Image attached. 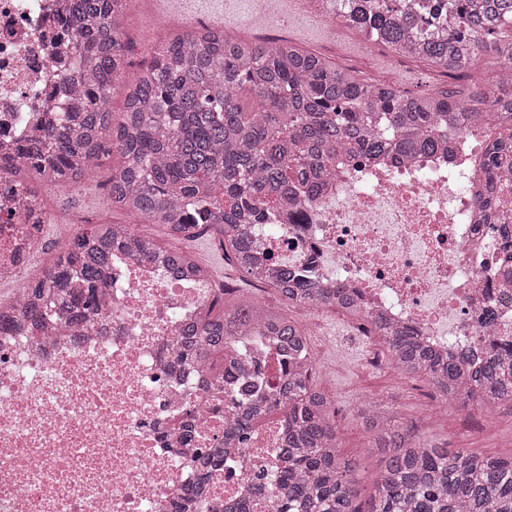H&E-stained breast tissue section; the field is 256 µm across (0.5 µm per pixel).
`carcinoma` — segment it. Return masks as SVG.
Segmentation results:
<instances>
[{"instance_id": "carcinoma-1", "label": "carcinoma", "mask_w": 512, "mask_h": 512, "mask_svg": "<svg viewBox=\"0 0 512 512\" xmlns=\"http://www.w3.org/2000/svg\"><path fill=\"white\" fill-rule=\"evenodd\" d=\"M56 23L78 49L70 72L81 104L63 125L23 137L13 156L0 163L10 188L37 194L15 180L74 184L103 157L118 152L123 164L108 180L112 208L157 224L166 234L192 239L220 232L224 253L251 281L283 291L288 303L340 309L371 326L386 344L396 370L426 377L448 402L480 407L512 405V342L491 344L472 366L429 353L415 338L372 319L334 288H313L271 279L255 262L248 225L264 221L273 195L295 182L312 183L331 174L339 153L414 155L443 149L450 137L480 126L495 128L487 148V211L496 212L512 176V0H328L345 27L394 52L457 72L469 69L493 45L490 63L501 96L450 94L408 96L393 87L366 83L295 45L246 42L227 33L182 31L160 45L126 95L125 111L113 123L107 108L130 42L122 25L126 0H65ZM247 86L256 105L245 109L239 90ZM127 251L161 264L177 262L202 278L205 271L182 251L162 248L128 224H97L72 235L51 266L29 285V301L0 304V329L23 326L43 336L86 320L107 287L112 254ZM256 329L273 343H286L298 358L282 396L269 392L224 421V441L205 449V466L224 464L231 442L254 422L278 412L285 429L284 462L277 492L288 490L292 512H360L356 461L338 453L330 396L309 372L305 332L287 315L242 302L227 310L219 301L200 313L194 341L177 359L201 364L220 389L231 376L218 364L226 340ZM370 432L369 449L381 457L376 495L368 512H512V457H478L429 445L384 409L357 407Z\"/></svg>"}]
</instances>
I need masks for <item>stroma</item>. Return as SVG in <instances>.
I'll list each match as a JSON object with an SVG mask.
<instances>
[{
  "label": "stroma",
  "instance_id": "obj_1",
  "mask_svg": "<svg viewBox=\"0 0 512 512\" xmlns=\"http://www.w3.org/2000/svg\"><path fill=\"white\" fill-rule=\"evenodd\" d=\"M307 10L310 20L304 28H297L291 16L281 19L278 29L284 40L323 56L361 81L388 83L411 95L450 90L461 100L478 88L487 92L495 89L484 61H477L463 75L449 77L441 67L397 56L390 49L368 41L361 33L340 26L338 18L328 11L322 0H312ZM123 25L133 50L110 99V110L115 114L124 109L125 86L150 62L155 45L174 32L160 0H129ZM120 162L118 154L105 157L102 166L88 176L80 190L63 186L39 188L47 212L54 217L53 223L42 225L39 232L41 243L50 252L61 251L67 244L56 227L59 221L73 219L82 229L105 221L134 224L128 213L111 209L107 197L105 183ZM176 244L206 266L216 284L238 283L236 292L225 295V305L251 299L252 292L245 286L243 276L210 237L199 236ZM326 322L324 337L310 341V354L315 364L328 368L327 373H316L314 382L333 401L341 455L359 462L356 504L361 512H368L375 494L373 479L379 468L378 455L366 451L369 435L355 413L356 406L363 400H377L429 444L451 450L465 448L481 457L512 456L511 409L502 407L486 412L458 404L447 407L436 400L433 388L423 378L381 370L366 371L363 358L367 345L353 333V321L330 312Z\"/></svg>",
  "mask_w": 512,
  "mask_h": 512
}]
</instances>
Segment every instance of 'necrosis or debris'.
<instances>
[{"instance_id": "4bbe7bcc", "label": "necrosis or debris", "mask_w": 512, "mask_h": 512, "mask_svg": "<svg viewBox=\"0 0 512 512\" xmlns=\"http://www.w3.org/2000/svg\"><path fill=\"white\" fill-rule=\"evenodd\" d=\"M56 0H0V149L31 118L56 115L42 103L57 82L47 15ZM483 150L465 136L447 149L406 160L394 154L337 160L317 189H291L254 227L270 266L320 288H339L371 315L440 354L477 358L490 341L512 338V281L503 275L500 225L484 208ZM0 207L17 221L0 225V279L18 282L15 253L25 244L24 198L0 186ZM108 307L87 332L43 342L0 331V512H172L198 477L180 448L185 423L198 448L224 436L231 403L247 404L279 387L288 357L258 333L230 341L232 391L210 388L203 366L168 374L173 346L188 341L213 286L181 267L113 254ZM285 446L280 420L267 421L230 450L210 477L197 512H277L259 497L255 476L277 483Z\"/></svg>"}]
</instances>
